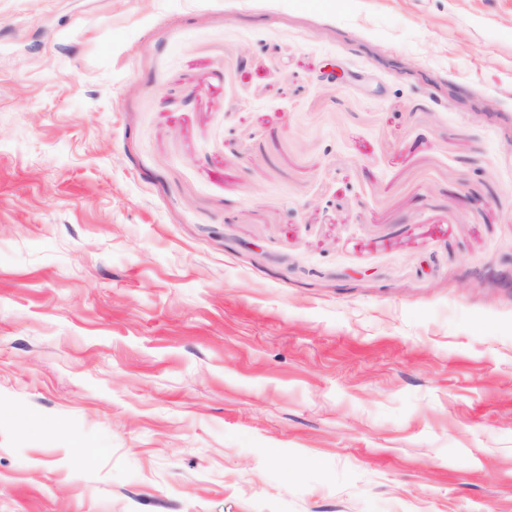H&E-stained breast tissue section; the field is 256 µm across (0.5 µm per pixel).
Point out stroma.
<instances>
[{"mask_svg": "<svg viewBox=\"0 0 512 512\" xmlns=\"http://www.w3.org/2000/svg\"><path fill=\"white\" fill-rule=\"evenodd\" d=\"M511 144L512 0H0V512H512Z\"/></svg>", "mask_w": 512, "mask_h": 512, "instance_id": "1", "label": "stroma"}]
</instances>
